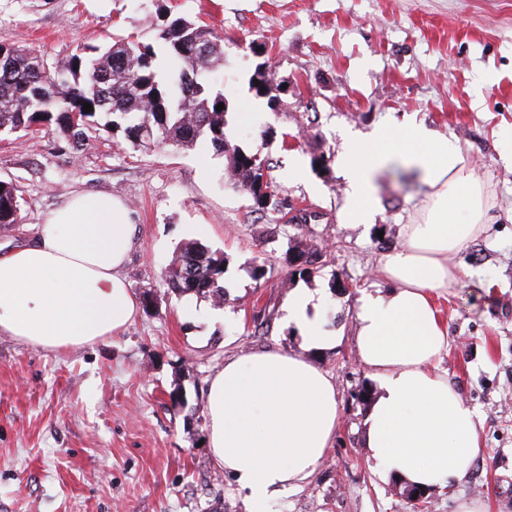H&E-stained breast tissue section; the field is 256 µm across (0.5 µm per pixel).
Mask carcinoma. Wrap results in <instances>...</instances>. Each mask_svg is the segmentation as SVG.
Returning <instances> with one entry per match:
<instances>
[{
  "mask_svg": "<svg viewBox=\"0 0 512 512\" xmlns=\"http://www.w3.org/2000/svg\"><path fill=\"white\" fill-rule=\"evenodd\" d=\"M155 23V41L132 36L88 52L77 49L55 66L19 43L0 44V133L55 127L73 152L86 146V130L102 126L122 133L134 148L201 145L226 158L225 176L241 191L254 212H280L286 203L259 152L244 151L226 132L229 100L217 88L224 67V43L203 22L166 11ZM257 96L273 105L281 82L258 64L250 79ZM92 111L83 112V104ZM224 104L220 111L216 106ZM18 189L0 182V226L20 215ZM327 256L319 249L288 252L290 276L310 277ZM224 255L197 242L184 244L164 271V280L179 294L224 304Z\"/></svg>",
  "mask_w": 512,
  "mask_h": 512,
  "instance_id": "obj_1",
  "label": "carcinoma"
}]
</instances>
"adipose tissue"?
I'll list each match as a JSON object with an SVG mask.
<instances>
[{
	"instance_id": "1",
	"label": "adipose tissue",
	"mask_w": 512,
	"mask_h": 512,
	"mask_svg": "<svg viewBox=\"0 0 512 512\" xmlns=\"http://www.w3.org/2000/svg\"><path fill=\"white\" fill-rule=\"evenodd\" d=\"M404 132L402 156L425 190L403 246L380 266L387 288L363 295L356 312L357 356L376 383L365 446L402 482L442 490L464 479L483 451L474 411L436 364L448 350L445 304L461 274L449 257L487 233L489 206L459 147L422 124ZM393 158L376 150L351 168L348 217L372 223L374 177ZM132 226V213L112 194L71 196L32 242L0 256V335L57 350L125 330L137 312L120 275ZM288 315L310 348L333 343L307 292L292 294ZM208 408L211 456L247 490L253 512L314 474L341 422L332 377L307 358L277 351L226 360L210 383Z\"/></svg>"
}]
</instances>
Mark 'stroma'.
<instances>
[{
  "label": "stroma",
  "mask_w": 512,
  "mask_h": 512,
  "mask_svg": "<svg viewBox=\"0 0 512 512\" xmlns=\"http://www.w3.org/2000/svg\"><path fill=\"white\" fill-rule=\"evenodd\" d=\"M224 41L221 88L228 132L260 152L288 205L253 213L224 176L226 160L170 145L137 151L101 129L62 153L55 128L0 136V181L22 196L18 223L0 227V255L28 243L73 192H109L132 210L123 271L138 302L122 333L79 349L46 350L0 335V512H248L245 493L211 459L207 391L225 359L284 351L311 359L336 383L341 423L313 476L273 497L267 512H412L404 483L368 456L374 388L359 363L358 299L382 287L379 242L403 241L423 191L405 161L375 182L374 223L344 219L342 157L404 146L401 122L448 137L492 192L488 235L454 258L463 272L448 299V353L439 368L475 411L484 452L452 491H432L428 512L484 501L512 512V0H167ZM157 0H0V43L19 42L48 62L79 45L154 37ZM266 46L255 57L251 43ZM266 63L288 91L276 107L250 78ZM322 165H315V158ZM306 210L307 221L295 218ZM226 258L224 305L179 295L162 272L184 243ZM331 246L322 270L290 278L288 249ZM268 272L252 276L257 258ZM321 301L335 343L308 348L285 308L294 289ZM180 399H171L172 391Z\"/></svg>",
  "instance_id": "1"
}]
</instances>
